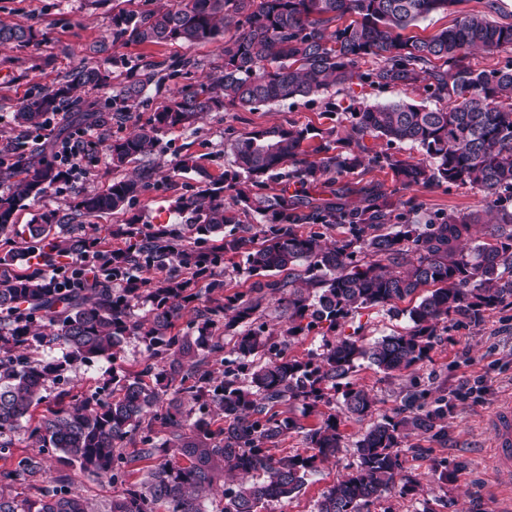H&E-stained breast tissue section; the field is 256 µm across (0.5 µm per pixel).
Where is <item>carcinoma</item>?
Segmentation results:
<instances>
[{
  "mask_svg": "<svg viewBox=\"0 0 512 512\" xmlns=\"http://www.w3.org/2000/svg\"><path fill=\"white\" fill-rule=\"evenodd\" d=\"M461 0H177L172 6L120 10L112 15L115 40L160 46L207 43L224 37L220 74L186 84L157 106L146 124L108 145L119 169L152 154L160 135L191 125L201 115L308 97L334 89L349 103L328 102V112L349 114L350 132L338 136L308 127L273 126L244 133L235 145L234 169L204 189L178 199L186 232L151 224H124L113 231L122 244L80 233L75 216L125 209L145 187L141 178L112 180L86 193L71 212L52 213L38 224H16L24 201L36 199L64 178L53 160L36 155L30 141L62 112L100 127L120 126L148 105V92L197 67L192 59H120L126 81L112 101L85 110L73 103L76 87L97 88L100 68L84 65L66 83L36 93L15 113L20 129L0 145V174L13 180L0 195V241L24 242L26 268L0 267V435L28 425L30 437L64 455L85 472L124 488L108 512H206L205 499L224 474V512H261L265 502L300 492L318 463L336 455L343 434L330 414L306 429L311 455L278 456L279 443L303 428L295 405L308 413L341 393L345 418L372 416L370 394L349 378L366 360L386 374L408 371L429 357L439 323L463 315L474 324L512 298V60L476 69L474 51L512 48V14L501 0H479L428 38L402 31ZM33 30L0 23V47H26ZM371 65L362 68V62ZM421 88L447 102L428 109L406 98L362 105L353 86ZM410 142L423 158L402 160L368 140ZM389 170L393 193L443 184L478 188L483 210L438 214L424 223L415 196L392 201L379 186L355 188L342 179L357 170ZM356 195L359 200L349 201ZM256 214L255 233L241 216ZM227 224L238 230L224 232ZM342 229L328 243L300 226ZM243 256L249 288L224 293L220 278L227 256ZM288 272V277L278 274ZM208 281L201 299L196 284ZM426 294L408 310L411 326L366 343L336 335L341 322L362 309L395 307ZM277 304L287 315L282 339L268 331L266 311ZM146 305L141 316L133 310ZM194 306L187 330L180 312ZM319 328L320 352L306 360L288 355L291 342ZM128 336L141 338L149 358L133 377L34 419L30 409L49 383L68 378L71 362L117 359ZM232 343L221 380L198 366ZM58 345L63 360L34 359L33 345ZM171 395L163 404L161 396ZM413 386L395 416L370 424L357 440L356 470L331 486L318 512H364L382 494L415 491L405 473L407 439L414 430L439 428L448 401L427 406ZM165 436L160 438L155 427ZM134 451L125 452L127 445ZM149 463L147 478L126 482L134 467ZM40 463L22 458L0 472V482L34 475ZM0 512H93L87 499L57 487L29 503L0 493Z\"/></svg>",
  "mask_w": 512,
  "mask_h": 512,
  "instance_id": "cac0c4a2",
  "label": "carcinoma"
}]
</instances>
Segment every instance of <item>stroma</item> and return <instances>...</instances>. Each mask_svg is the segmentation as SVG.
Returning a JSON list of instances; mask_svg holds the SVG:
<instances>
[{
	"mask_svg": "<svg viewBox=\"0 0 512 512\" xmlns=\"http://www.w3.org/2000/svg\"><path fill=\"white\" fill-rule=\"evenodd\" d=\"M143 0H0V21L32 28L37 45L0 49V142L17 135L13 116L28 98L40 90L54 88L68 73L81 65L98 66L106 75L103 86L77 89L75 98L84 102L103 100L115 94L124 80L117 67L119 57H147L155 61L182 57L197 60L189 79L204 82L217 76L221 63L223 38L206 44L175 42L162 46L121 45L112 42L113 9L141 8ZM106 52H98V45ZM329 94L295 98L254 110L230 109L212 112L190 128L165 134L154 154L125 167L123 173L138 176L150 170L151 177L143 193L126 211L91 218L87 233L110 238L112 227L137 219L142 224L177 227L173 206L176 200L203 188L211 176L231 168L233 148L247 131L272 125L312 126L320 129L337 127L348 131L346 119L327 114ZM150 108H140L121 126L97 129L95 142L100 149L94 159H81L86 175L70 183L60 181L38 200L27 203L19 213V221L31 223L48 212L69 211L77 195L104 190L116 178L108 163L106 146L113 138L123 137L147 122ZM193 157L195 168L175 171L174 165L184 157ZM415 196L423 202L428 214L462 215L483 208V194L468 186H434L418 188ZM410 301L398 302L397 312L382 307L360 310L346 319L342 333L360 332L371 341L409 327L405 314ZM149 355L146 344L134 336L126 337L119 347V357L92 364L74 362L66 385L51 384L42 393L35 416L48 414L58 407L62 390L89 394L110 382L113 372L136 375ZM414 376L433 396L445 397L450 410L443 420L447 438L433 437L429 432H413L409 443L428 449L427 458H408V473L417 476L420 485L415 494L402 496L383 494L371 505L370 512H496L512 503V486L500 481L492 459V441L487 420L499 404L512 399V298L486 313L480 324L453 315L441 323L438 339L429 360L415 367ZM374 400L373 416L396 415L403 403L407 384L404 377L386 375L369 364H362L352 378ZM343 446L335 457L319 463L300 493L266 503L263 512H316L323 493L337 480L352 473L357 464L355 443L363 425L342 421ZM10 452L0 457V471L14 469L18 460L34 457L42 468L33 476L5 483L4 489L17 501L42 497L46 490L64 481L69 488L88 499L96 512H107L116 492L108 478L80 470L66 463L60 452L39 450L30 439L26 427L5 433ZM445 461L447 481H440L431 469L432 460Z\"/></svg>",
	"mask_w": 512,
	"mask_h": 512,
	"instance_id": "obj_1",
	"label": "stroma"
}]
</instances>
